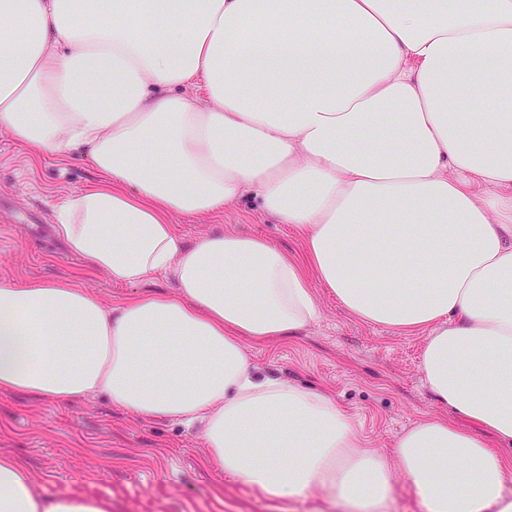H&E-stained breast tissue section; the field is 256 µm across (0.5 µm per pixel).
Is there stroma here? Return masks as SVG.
<instances>
[{"mask_svg":"<svg viewBox=\"0 0 512 512\" xmlns=\"http://www.w3.org/2000/svg\"><path fill=\"white\" fill-rule=\"evenodd\" d=\"M97 179L87 152L36 161L0 130V281L72 276L108 305L135 295L134 287L86 270L50 233L57 204ZM175 224L187 244L235 231L263 235L297 258L304 253L301 233L275 223L249 197ZM314 294L320 307L315 324L293 338L249 345L258 373L330 392L356 418L368 446L383 453L421 420L464 426L422 382V334L362 322L322 286ZM0 452L20 459L38 487L108 499L112 512H340L322 492L278 499L220 476L202 465L198 431L165 418L132 417L100 396L62 402L1 393Z\"/></svg>","mask_w":512,"mask_h":512,"instance_id":"stroma-1","label":"stroma"}]
</instances>
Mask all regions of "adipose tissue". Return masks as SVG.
I'll return each instance as SVG.
<instances>
[{
  "instance_id": "ef3b65f1",
  "label": "adipose tissue",
  "mask_w": 512,
  "mask_h": 512,
  "mask_svg": "<svg viewBox=\"0 0 512 512\" xmlns=\"http://www.w3.org/2000/svg\"><path fill=\"white\" fill-rule=\"evenodd\" d=\"M0 129L87 151L99 181L55 208L69 252L174 286L109 307L71 277L0 283V393L199 426L211 468L271 497L377 512L399 475L428 512H512V0H0ZM248 192L302 258L183 243L174 217ZM316 281L424 333L422 379L470 429L421 421L383 455L329 395L255 373L246 342L315 323ZM110 509L0 454V512Z\"/></svg>"
}]
</instances>
